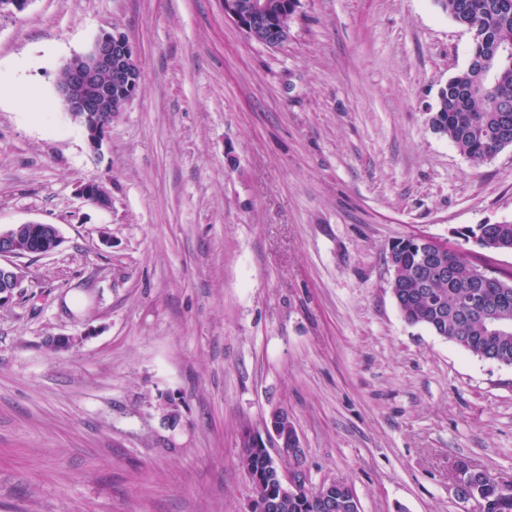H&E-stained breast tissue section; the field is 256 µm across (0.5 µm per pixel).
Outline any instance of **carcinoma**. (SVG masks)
<instances>
[{
    "instance_id": "obj_1",
    "label": "carcinoma",
    "mask_w": 512,
    "mask_h": 512,
    "mask_svg": "<svg viewBox=\"0 0 512 512\" xmlns=\"http://www.w3.org/2000/svg\"><path fill=\"white\" fill-rule=\"evenodd\" d=\"M443 12L459 25L476 31L472 38L467 66L440 88L431 117L434 130L445 135L469 160L480 163L492 158L504 144L512 146V58L496 55L505 45H512V0H436ZM494 58L496 77L485 82L484 63ZM464 241L471 239L482 247L512 250V223L479 224L456 231ZM423 248L413 239H403L391 246L394 275L403 285L399 289L398 308L410 324H422L482 358L492 357L512 365V276L497 278L477 290L479 280L475 265L459 251L444 253L448 268L444 280L422 285L418 276ZM494 308L501 327L487 326L484 308ZM238 464L244 470L268 472L267 461L253 449L239 450ZM456 466L468 473L462 490L483 505V512H512V490L501 487L492 474L473 470L465 461ZM336 499L334 512H357L349 488L329 489ZM320 497L313 488H303L295 498L281 502L275 512H321Z\"/></svg>"
}]
</instances>
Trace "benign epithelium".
Listing matches in <instances>:
<instances>
[{"mask_svg": "<svg viewBox=\"0 0 512 512\" xmlns=\"http://www.w3.org/2000/svg\"><path fill=\"white\" fill-rule=\"evenodd\" d=\"M225 18L234 22L250 39L262 44H276L288 40L290 28L284 24L288 13L287 0H221ZM139 70L136 52L126 36L120 32L99 35L90 48L69 58L56 82L57 98L64 111L84 132L90 150L101 151L108 129L119 112L134 97V74ZM83 200L101 209L112 208V195L98 180L82 185ZM419 240L430 247L429 260L440 264L441 255L449 250L445 242L421 236ZM38 246L36 254L48 255L62 246L64 238L54 224L28 221L18 229L0 230V306L13 300L22 288V275L17 268L1 260L17 257L29 250V244ZM286 413L274 411L266 424V436L248 430L240 441L263 453L277 474L276 491L268 494L266 478L262 473L247 472L251 496L248 512H272L281 500L297 494L305 482L306 470L297 466L285 471L278 464L281 457L298 459L304 454L294 425L285 419Z\"/></svg>", "mask_w": 512, "mask_h": 512, "instance_id": "7a95c632", "label": "benign epithelium"}]
</instances>
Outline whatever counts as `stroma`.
Here are the masks:
<instances>
[{"label":"stroma","instance_id":"obj_1","mask_svg":"<svg viewBox=\"0 0 512 512\" xmlns=\"http://www.w3.org/2000/svg\"><path fill=\"white\" fill-rule=\"evenodd\" d=\"M105 31L141 81L95 156L55 84ZM470 49L436 0H301L276 47L220 0L0 15V85L40 92L0 101V227L65 238L17 259L0 307V512H248L239 437L276 409L309 486L347 479L361 512H482L460 459L512 485V366L406 322L390 288L409 236L512 275L456 235L512 221V147L475 163L430 123ZM80 194L83 200L101 209L112 207V195L98 180H89L82 185Z\"/></svg>","mask_w":512,"mask_h":512}]
</instances>
